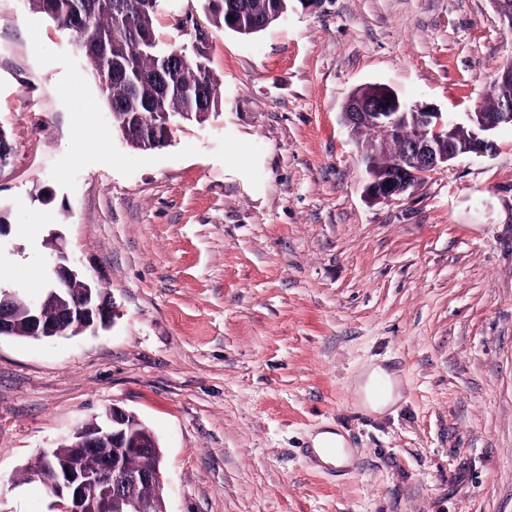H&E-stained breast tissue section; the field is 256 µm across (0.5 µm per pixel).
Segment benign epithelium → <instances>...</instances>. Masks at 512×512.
<instances>
[{
    "label": "benign epithelium",
    "mask_w": 512,
    "mask_h": 512,
    "mask_svg": "<svg viewBox=\"0 0 512 512\" xmlns=\"http://www.w3.org/2000/svg\"><path fill=\"white\" fill-rule=\"evenodd\" d=\"M184 63L177 51L166 54L157 63L153 76L163 79ZM369 96L352 95L342 113L352 131L360 127L378 128L385 133L382 141L361 146L360 155L368 162L370 180L366 196L374 201H391L424 180L434 170L456 157L495 149L491 131L501 125L512 126V103L502 104L487 116L468 114L470 135L462 138V126L448 123V118L424 105H409L390 87L373 85ZM401 140L407 161L385 170L375 168V160L386 153L392 138ZM52 271L56 283L79 278L69 265V256L58 248ZM14 294L0 289V334L15 324ZM113 306L96 293V284L85 282L80 302L61 311L55 320L43 316V303H30L26 322L32 337L51 339L71 332L106 329L113 322ZM68 452H44L34 462V469L53 473V493L60 512H168L162 493L161 454L154 436L133 413L112 407L105 419L77 429L67 439ZM133 450L153 463L137 471L126 467L125 454ZM143 486L156 488L151 497L140 493Z\"/></svg>",
    "instance_id": "obj_1"
}]
</instances>
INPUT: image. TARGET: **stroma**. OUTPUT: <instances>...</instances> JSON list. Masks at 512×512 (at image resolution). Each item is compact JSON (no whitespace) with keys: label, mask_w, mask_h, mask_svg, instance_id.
I'll return each mask as SVG.
<instances>
[{"label":"stroma","mask_w":512,"mask_h":512,"mask_svg":"<svg viewBox=\"0 0 512 512\" xmlns=\"http://www.w3.org/2000/svg\"><path fill=\"white\" fill-rule=\"evenodd\" d=\"M222 97L140 151L28 0H0V288L43 295L59 240L109 329L0 337V512H55L26 467L114 406L159 440L169 512H512V127L389 202L365 196L358 86L462 123L512 64L491 0H288L245 37L161 0ZM382 365L387 412L352 386ZM330 431L351 454H310ZM342 443V438L339 435L333 434L331 432L318 433L315 437L312 438L313 450L324 464L339 466L348 462L347 452H341L334 455L328 453L327 448H325L328 444L341 445Z\"/></svg>","instance_id":"1"}]
</instances>
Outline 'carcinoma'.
<instances>
[{"label":"carcinoma","mask_w":512,"mask_h":512,"mask_svg":"<svg viewBox=\"0 0 512 512\" xmlns=\"http://www.w3.org/2000/svg\"><path fill=\"white\" fill-rule=\"evenodd\" d=\"M38 9L57 26L68 32L75 46L91 61L102 82L107 101L125 104L121 112L112 113L118 129H131L129 141L142 150L167 145L165 137L171 127L193 121L199 113L197 94H202L213 108L221 106L215 80L207 65L191 59L189 66L175 72L164 85L144 82L136 95L128 93V80L112 78L104 65V57L92 50L91 44L109 39L115 28V16L128 15L137 36L124 37L121 49L126 54L130 74H149L158 55L167 50L154 31V18L159 0H33ZM204 9L215 23L230 28L234 21L247 28L245 34H256L272 24L269 17L288 6V0H203Z\"/></svg>","instance_id":"carcinoma-1"}]
</instances>
